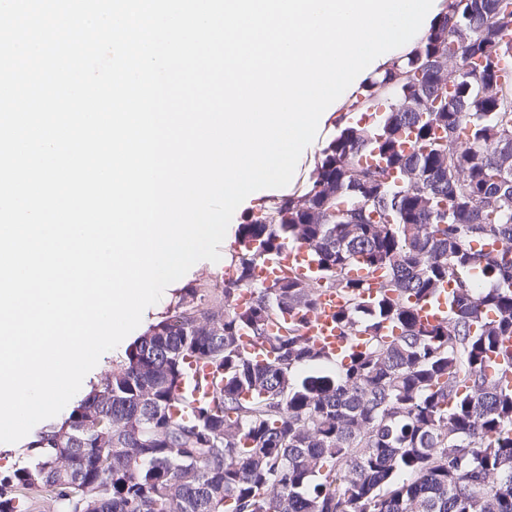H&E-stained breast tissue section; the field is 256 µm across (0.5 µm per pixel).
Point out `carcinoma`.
I'll list each match as a JSON object with an SVG mask.
<instances>
[{"label":"carcinoma","mask_w":512,"mask_h":512,"mask_svg":"<svg viewBox=\"0 0 512 512\" xmlns=\"http://www.w3.org/2000/svg\"><path fill=\"white\" fill-rule=\"evenodd\" d=\"M345 113L306 192L237 225L221 287L182 289L0 474V512H512V0H448ZM293 245L317 280L254 281ZM328 289L338 338L366 336L346 361L304 333ZM190 360L212 390L175 417Z\"/></svg>","instance_id":"cac0c4a2"}]
</instances>
